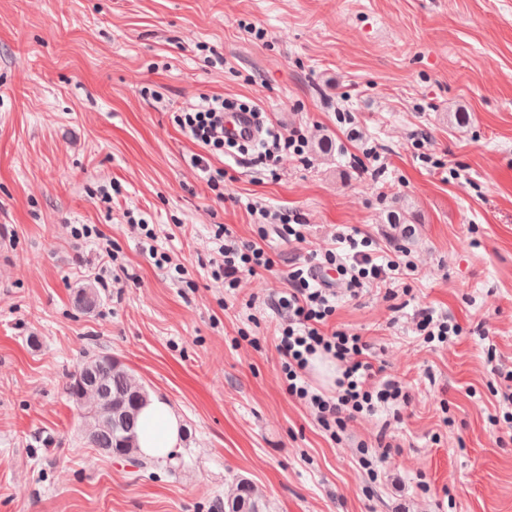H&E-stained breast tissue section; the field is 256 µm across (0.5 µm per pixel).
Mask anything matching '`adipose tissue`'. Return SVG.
Here are the masks:
<instances>
[{"instance_id":"obj_1","label":"adipose tissue","mask_w":512,"mask_h":512,"mask_svg":"<svg viewBox=\"0 0 512 512\" xmlns=\"http://www.w3.org/2000/svg\"><path fill=\"white\" fill-rule=\"evenodd\" d=\"M183 435V421L172 406L161 398H150L139 419L140 452L154 460H167L180 447Z\"/></svg>"}]
</instances>
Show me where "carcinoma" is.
Listing matches in <instances>:
<instances>
[{"instance_id": "carcinoma-1", "label": "carcinoma", "mask_w": 512, "mask_h": 512, "mask_svg": "<svg viewBox=\"0 0 512 512\" xmlns=\"http://www.w3.org/2000/svg\"><path fill=\"white\" fill-rule=\"evenodd\" d=\"M389 223L397 237H411L412 225L406 214L390 215ZM66 390L80 410L90 447L115 457L133 458L144 469L151 465L138 456L137 445L139 412L150 394L123 363L110 355L89 357L71 376ZM224 512H260L255 490L249 482L239 483L237 494L224 503Z\"/></svg>"}]
</instances>
